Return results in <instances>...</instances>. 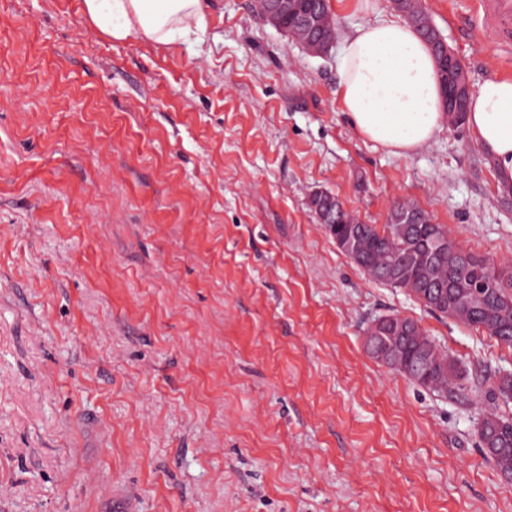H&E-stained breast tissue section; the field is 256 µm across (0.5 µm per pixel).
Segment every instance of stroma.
Instances as JSON below:
<instances>
[{
  "label": "stroma",
  "instance_id": "obj_1",
  "mask_svg": "<svg viewBox=\"0 0 512 512\" xmlns=\"http://www.w3.org/2000/svg\"><path fill=\"white\" fill-rule=\"evenodd\" d=\"M475 0H422L471 87L512 78ZM337 34L393 0H328ZM116 42L80 0H0V512H512L479 447L512 347L372 280L309 206L395 201L512 261V195L466 127L407 157L360 137L254 0ZM417 321L464 375L437 394L370 357Z\"/></svg>",
  "mask_w": 512,
  "mask_h": 512
}]
</instances>
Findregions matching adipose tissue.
<instances>
[{
  "instance_id": "obj_1",
  "label": "adipose tissue",
  "mask_w": 512,
  "mask_h": 512,
  "mask_svg": "<svg viewBox=\"0 0 512 512\" xmlns=\"http://www.w3.org/2000/svg\"><path fill=\"white\" fill-rule=\"evenodd\" d=\"M85 18L115 41L165 46L201 32L204 0H81ZM356 132L406 156L430 145L448 118L434 56L414 28L391 18L356 27L338 47V89ZM466 125L495 171L512 186V78L492 77L471 94Z\"/></svg>"
}]
</instances>
